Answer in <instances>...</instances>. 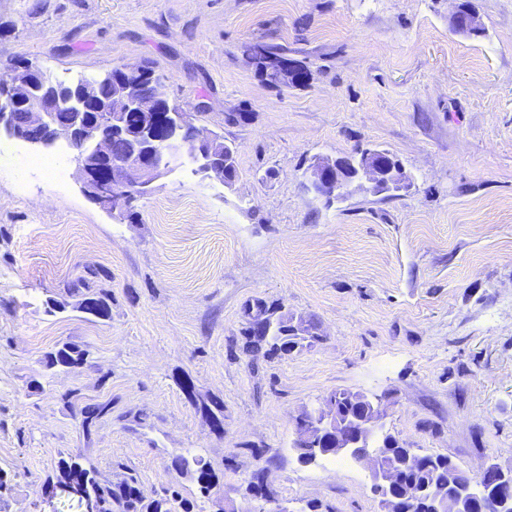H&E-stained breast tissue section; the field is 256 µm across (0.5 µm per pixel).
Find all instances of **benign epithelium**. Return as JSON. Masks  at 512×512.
I'll use <instances>...</instances> for the list:
<instances>
[{
    "label": "benign epithelium",
    "mask_w": 512,
    "mask_h": 512,
    "mask_svg": "<svg viewBox=\"0 0 512 512\" xmlns=\"http://www.w3.org/2000/svg\"><path fill=\"white\" fill-rule=\"evenodd\" d=\"M455 29L459 32L474 33L481 25L471 12L457 8L453 14ZM270 80L284 84L290 78L300 79L304 70L293 68V64H274L266 70ZM11 90L0 96V128L9 136L27 141L24 126L14 122L15 106L23 102L27 105L25 123L49 129L50 136L35 142V145L48 147L59 140L66 141L74 151V161L82 180V191L101 207L120 214L134 201L145 196L150 185L157 178L172 169L178 153L187 150L190 158L196 160L202 171L215 178L224 179V171L208 164L205 146L211 144L214 136L196 127L186 113L170 105L173 118L168 120L151 111L150 105L141 97L136 83L127 86L124 94L114 96L107 105L98 110L94 129L86 123L89 111V97L82 94L74 98L70 121L64 127L55 124L52 108L37 96V86L47 82L42 70L28 67L25 74L6 72ZM140 109L148 113V125L141 140L120 157L112 156V127L122 112ZM346 158L320 157L310 166L305 177L309 188L315 193L332 189L336 193L349 190L351 186H367L373 194L390 190L401 191L410 187V179L403 171L393 170L386 160L374 161L366 158L361 161L353 174V182L347 183L342 173ZM383 415L381 403L375 404L374 418L362 427L361 434L352 441L339 446L336 452H344L364 463L371 470L375 480L374 491L385 505V512H402L399 498L390 491L393 479L383 468V449L373 439L381 430L379 420ZM336 428L335 406L326 401L319 408L303 411L297 418L292 447L300 452L302 464L311 463L322 455L321 445ZM489 468L496 471V479L489 485H475L466 482L465 492L484 496L492 494L497 501L512 499V471L501 468L492 462ZM213 512H290L283 501L269 495H256L250 498L243 508L229 498H215L211 501Z\"/></svg>",
    "instance_id": "1"
}]
</instances>
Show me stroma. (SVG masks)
<instances>
[{"instance_id": "1", "label": "stroma", "mask_w": 512, "mask_h": 512, "mask_svg": "<svg viewBox=\"0 0 512 512\" xmlns=\"http://www.w3.org/2000/svg\"><path fill=\"white\" fill-rule=\"evenodd\" d=\"M456 0H0V70L60 79L150 62L169 100L237 148L232 186L180 156L120 220L0 135V512H79L50 491L61 456L146 495L247 496L257 471L292 512H380L368 471L302 465L294 419L333 391L381 400L409 448L479 476L512 465V0H469L484 31H454ZM310 71L270 88L248 47ZM384 149L409 191L331 201L306 186L318 156ZM111 296L75 308L73 281ZM52 300L65 302L49 312ZM276 303L321 338L267 358L244 349V308ZM79 369H46L57 343ZM224 403V429L189 402ZM71 400H64V393ZM112 411L84 438L79 412ZM204 457L210 495L172 468ZM80 285L85 287L84 283ZM81 289H84L86 293L83 294V299L79 303L78 309L80 312L91 315L97 319H105L109 317V309H110V301L111 296L109 293L102 289H98L97 291L91 289L89 287L85 288H71L70 291L79 292ZM85 300H92L94 303L93 307H89L84 305ZM89 351L74 343H63L46 356L47 367L77 368L87 363Z\"/></svg>"}]
</instances>
